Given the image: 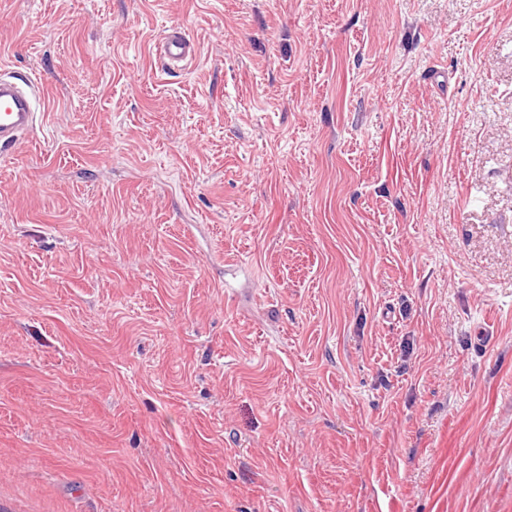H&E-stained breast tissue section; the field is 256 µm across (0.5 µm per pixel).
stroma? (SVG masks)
<instances>
[{
  "label": "stroma",
  "instance_id": "stroma-1",
  "mask_svg": "<svg viewBox=\"0 0 512 512\" xmlns=\"http://www.w3.org/2000/svg\"><path fill=\"white\" fill-rule=\"evenodd\" d=\"M1 76L0 512H512V0H0ZM152 54L163 58L173 67H183L193 60L199 47L188 38L180 27L169 26L154 40ZM36 95L0 78V145H15L33 125Z\"/></svg>",
  "mask_w": 512,
  "mask_h": 512
}]
</instances>
